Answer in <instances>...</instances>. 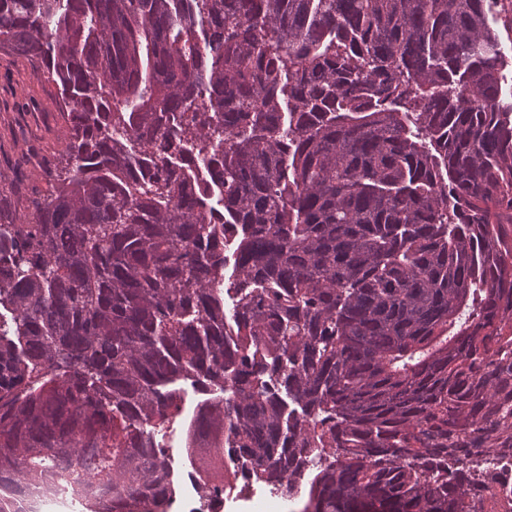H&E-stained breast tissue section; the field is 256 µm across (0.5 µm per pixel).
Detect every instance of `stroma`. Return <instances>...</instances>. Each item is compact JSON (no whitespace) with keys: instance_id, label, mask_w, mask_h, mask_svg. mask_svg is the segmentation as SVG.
<instances>
[{"instance_id":"35a3bbf8","label":"stroma","mask_w":512,"mask_h":512,"mask_svg":"<svg viewBox=\"0 0 512 512\" xmlns=\"http://www.w3.org/2000/svg\"><path fill=\"white\" fill-rule=\"evenodd\" d=\"M67 124L58 89L29 60L0 48V186L21 197L46 194L47 168L66 157Z\"/></svg>"}]
</instances>
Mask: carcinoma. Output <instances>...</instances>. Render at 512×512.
Returning a JSON list of instances; mask_svg holds the SVG:
<instances>
[{
	"label": "carcinoma",
	"mask_w": 512,
	"mask_h": 512,
	"mask_svg": "<svg viewBox=\"0 0 512 512\" xmlns=\"http://www.w3.org/2000/svg\"><path fill=\"white\" fill-rule=\"evenodd\" d=\"M494 0H0L59 89L0 193V512L66 461L168 512L159 435L301 512H496L512 456V102ZM211 395L189 418L183 386ZM487 467L495 479L492 488L497 498L512 503V458L498 457L489 461Z\"/></svg>",
	"instance_id": "cac0c4a2"
}]
</instances>
